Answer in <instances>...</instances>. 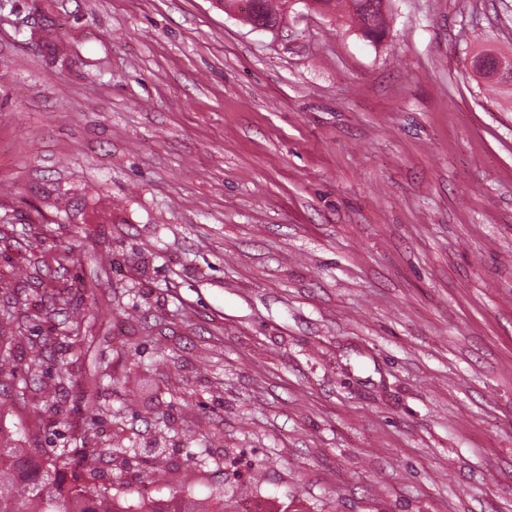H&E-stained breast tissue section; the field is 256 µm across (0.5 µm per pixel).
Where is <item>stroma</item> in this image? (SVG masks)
<instances>
[{
    "mask_svg": "<svg viewBox=\"0 0 512 512\" xmlns=\"http://www.w3.org/2000/svg\"><path fill=\"white\" fill-rule=\"evenodd\" d=\"M248 6L0 0V349L54 371L44 288L95 291L65 424L0 388V443L159 453L226 512H512V92L467 65L512 0L377 42Z\"/></svg>",
    "mask_w": 512,
    "mask_h": 512,
    "instance_id": "1",
    "label": "stroma"
}]
</instances>
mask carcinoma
<instances>
[{
    "label": "carcinoma",
    "mask_w": 512,
    "mask_h": 512,
    "mask_svg": "<svg viewBox=\"0 0 512 512\" xmlns=\"http://www.w3.org/2000/svg\"><path fill=\"white\" fill-rule=\"evenodd\" d=\"M349 9L342 13L359 26V31L369 28L384 34L385 13L365 14L359 8L361 0H342ZM479 56L491 60L503 68L498 76L490 70H478L476 74L496 83L512 82V62L491 51H482ZM54 308L66 310L70 306L72 288L53 285L46 290ZM61 339L65 352L71 355L58 363L56 376L69 380L73 376L74 363L80 360L77 346L82 342L83 319L63 326ZM39 421L50 414H58L54 395L43 387L33 392ZM8 457L13 465L9 469L0 467V512H224V500H198L187 497L177 488L171 495L160 500L146 487L134 490L136 497L128 499V493L112 490V486L97 483V464L106 453L93 446L85 449L82 471H77L74 461L66 450L46 454L36 448H5L0 445V458Z\"/></svg>",
    "instance_id": "1"
}]
</instances>
